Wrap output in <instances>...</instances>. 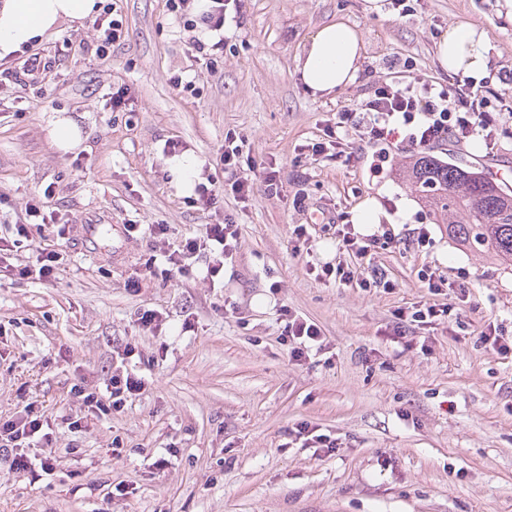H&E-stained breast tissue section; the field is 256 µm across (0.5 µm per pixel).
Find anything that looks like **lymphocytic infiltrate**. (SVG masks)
Segmentation results:
<instances>
[{"label": "lymphocytic infiltrate", "instance_id": "1", "mask_svg": "<svg viewBox=\"0 0 512 512\" xmlns=\"http://www.w3.org/2000/svg\"><path fill=\"white\" fill-rule=\"evenodd\" d=\"M169 9L178 14L184 27L205 25L220 32L224 29L227 10L241 11L242 0H209L203 12H196L195 0H168ZM99 35L94 42L81 44L83 55L93 59L109 56L112 48L122 44L128 34L124 25L118 0H105L102 11L95 21ZM491 102L483 90L475 88L469 80L449 77L448 81L435 80L403 81L376 84L368 97L351 105L341 106L327 122L326 135L335 144H343L350 134L372 144L391 140L423 149L451 139L462 143L471 138H483L487 145H495L496 130L503 118L502 113L491 111ZM225 174L224 183L234 198L246 202L253 195L256 185H263L265 193L272 198L280 197L283 184L278 171L264 169L261 179H254L246 171L250 159L245 158L243 141L235 132L224 135V148L217 160ZM28 221L14 227L13 238L0 237V274L7 277L42 281L56 279L59 269V254L45 248H37L31 262L15 263L14 250L20 240L28 238L33 224H50L54 214L45 210L42 199H33L27 210ZM239 228L232 218L207 225L202 238L182 240L173 250L164 252L167 274L187 275L192 273L196 259H204L203 279L215 283L224 275L236 252ZM337 249L342 260L319 265L318 280L335 281L351 288H391L392 283L385 271L372 268L370 275L358 271L355 262L370 256L379 242L394 241L391 231L382 234L363 235L354 225L338 224L334 227ZM285 322L281 333L288 346L290 362L302 365L312 354L326 352L328 343L318 325L289 309H282ZM138 349L129 344L119 352L120 359L105 389L90 388L84 383L74 384L72 393L80 403L81 415L66 418L70 431L80 430L86 417L103 418L124 412L129 403L142 395L148 386L147 379L131 369L130 363ZM46 415L37 402L26 403L18 415L0 419V462L8 463L15 471H50L53 468L52 454L41 456L30 454L29 449L39 438Z\"/></svg>", "mask_w": 512, "mask_h": 512}]
</instances>
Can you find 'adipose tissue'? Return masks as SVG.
<instances>
[{
  "label": "adipose tissue",
  "instance_id": "ef3b65f1",
  "mask_svg": "<svg viewBox=\"0 0 512 512\" xmlns=\"http://www.w3.org/2000/svg\"><path fill=\"white\" fill-rule=\"evenodd\" d=\"M96 0H0V60L43 37L58 21L83 24ZM360 33L343 22L319 27L297 59V71L313 96L326 97L351 85L362 58ZM490 33L480 24L449 27L436 45L440 68L474 83L489 75Z\"/></svg>",
  "mask_w": 512,
  "mask_h": 512
}]
</instances>
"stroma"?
Returning a JSON list of instances; mask_svg holds the SVG:
<instances>
[{
    "label": "stroma",
    "instance_id": "1",
    "mask_svg": "<svg viewBox=\"0 0 512 512\" xmlns=\"http://www.w3.org/2000/svg\"><path fill=\"white\" fill-rule=\"evenodd\" d=\"M121 8L129 38L106 59L79 51L96 39L94 21H60L36 46L54 60L51 75L30 87L0 83V235L49 187L48 208L69 225L62 237L57 225L32 226L31 245L16 252L22 263L34 245L61 252L57 279L0 280V417L38 401L55 452L48 474L0 467V512H101L119 483L128 493L112 512H512V354L479 341L490 323L512 339V271L449 240L402 180L417 156L409 146H389L393 162L377 173L374 144L361 143L350 164L332 146L302 152L337 108L388 79L394 58L446 80L435 44L448 26L485 25L491 70L512 67V0H416L408 16L390 0L378 14L365 12L364 0H244V19L227 24L224 58L212 69L192 57L167 0ZM335 21L363 35L361 77L320 99L300 82L295 58L317 27ZM176 73L194 80L195 94L172 87ZM120 86L134 111L111 110ZM56 115L79 126L76 153L54 147ZM230 129L257 163L274 164L283 198L259 191L241 203L223 192L216 210L204 211L177 194L165 143L183 141L212 164ZM429 154L485 175L495 166L512 181L511 134L491 148L446 141ZM370 196L394 234L424 224L430 245L377 249L389 291L316 280L310 266L337 251L314 212L346 222ZM221 215L240 229L223 286L199 278L200 259L196 276H148L130 287L152 254L149 225H168L175 244ZM115 224L137 230L115 233ZM298 224L312 250L297 256L289 241ZM426 266L451 279L466 272L468 302L459 320L417 329L406 349L385 335L394 310L455 300L429 293L418 277ZM283 306L319 325L329 354L289 362ZM144 309L163 313L162 333L138 328ZM186 319L193 328L184 333ZM128 343L139 347L150 387L123 413L69 432L61 418L79 412L72 385L105 387ZM301 421L339 448L324 456L290 442ZM163 456L166 467L153 470Z\"/></svg>",
    "mask_w": 512,
    "mask_h": 512
}]
</instances>
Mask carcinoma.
<instances>
[{
  "label": "carcinoma",
  "mask_w": 512,
  "mask_h": 512,
  "mask_svg": "<svg viewBox=\"0 0 512 512\" xmlns=\"http://www.w3.org/2000/svg\"><path fill=\"white\" fill-rule=\"evenodd\" d=\"M403 178L448 238L512 268V191L432 156L416 158Z\"/></svg>",
  "instance_id": "cac0c4a2"
}]
</instances>
